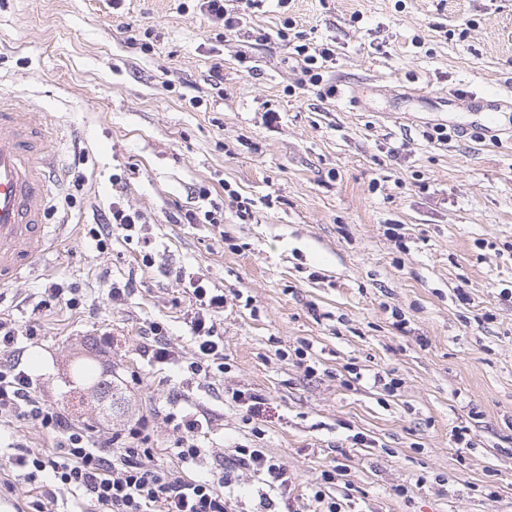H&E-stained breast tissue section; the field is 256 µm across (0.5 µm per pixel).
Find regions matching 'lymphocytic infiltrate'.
Wrapping results in <instances>:
<instances>
[{
  "label": "lymphocytic infiltrate",
  "mask_w": 512,
  "mask_h": 512,
  "mask_svg": "<svg viewBox=\"0 0 512 512\" xmlns=\"http://www.w3.org/2000/svg\"><path fill=\"white\" fill-rule=\"evenodd\" d=\"M195 306L189 328L200 359L192 363L193 374L206 369L208 360L219 356L214 339V318L224 307V297L194 285ZM31 380L18 364L0 365V416L17 415L46 430L61 433L65 446L60 453L24 450L15 463L26 479L52 471L58 484L94 500L100 512H230L224 489L235 472L266 474L272 485L287 490L292 481L286 469L268 459L257 448L239 449L224 469L206 480H186L164 469L151 467L154 456L151 437L144 422H136L126 433H115L103 441L89 439L58 410L46 408L30 393Z\"/></svg>",
  "instance_id": "1"
}]
</instances>
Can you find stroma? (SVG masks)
<instances>
[{"instance_id":"1","label":"stroma","mask_w":512,"mask_h":512,"mask_svg":"<svg viewBox=\"0 0 512 512\" xmlns=\"http://www.w3.org/2000/svg\"><path fill=\"white\" fill-rule=\"evenodd\" d=\"M325 43L332 98L299 87L296 46ZM489 90L512 95V0H261L231 31L196 0H0V96L35 102L67 169L52 247L0 285V318L23 329L0 362L76 425L146 420L153 466L188 480L264 449L297 512H322L318 491L340 512H512V112L461 137L477 116L447 102ZM116 204L140 229L98 247ZM179 208L219 221L177 224ZM198 279L226 299L207 377L187 370ZM53 284L76 309L47 302ZM155 322L176 362L144 355ZM89 347L123 396L109 418L69 385ZM196 410L204 453L186 464L175 419ZM62 441L0 425V512H98L16 477L18 448ZM226 494L260 512L273 491L238 472Z\"/></svg>"}]
</instances>
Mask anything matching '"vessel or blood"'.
Returning <instances> with one entry per match:
<instances>
[{"instance_id":"b4317fda","label":"vessel or blood","mask_w":512,"mask_h":512,"mask_svg":"<svg viewBox=\"0 0 512 512\" xmlns=\"http://www.w3.org/2000/svg\"><path fill=\"white\" fill-rule=\"evenodd\" d=\"M455 106L495 123L512 109V98L472 94ZM44 127L28 119L22 99L0 100V283L22 279L47 249V220L53 193L62 183L56 154Z\"/></svg>"}]
</instances>
